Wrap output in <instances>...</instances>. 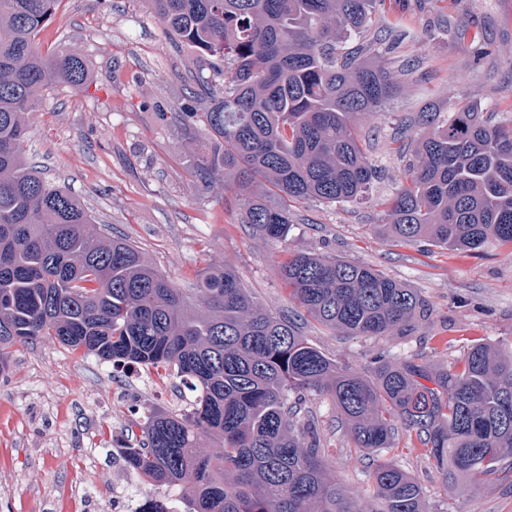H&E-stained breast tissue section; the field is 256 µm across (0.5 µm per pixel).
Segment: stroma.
<instances>
[{"mask_svg":"<svg viewBox=\"0 0 512 512\" xmlns=\"http://www.w3.org/2000/svg\"><path fill=\"white\" fill-rule=\"evenodd\" d=\"M372 21L406 32L395 55L414 67L375 115L352 119L382 177L351 202L290 204L285 241L243 224L222 183L197 181L194 161L213 134L182 125L175 113L208 107L195 93L202 67L142 0H62L36 41L45 53L61 42L76 48L88 82L43 91L26 117L24 154L86 204L94 233L131 241L177 287H196L203 270L226 266L269 311L291 312L280 266L304 251L369 264L415 289L430 314L406 336H344L302 323L309 343L354 371L371 374L382 356L457 370L473 345L511 351L512 246L451 251L394 240L384 201L402 167L389 142L425 105L445 118L477 104L493 123L512 122V0H379ZM151 376L153 395L116 377L111 363L58 341L14 346L0 375V512H56L78 481L94 512H113L121 474L113 448L138 439L155 410L174 412L186 390L175 372ZM304 406L329 471L374 503L372 458L339 425L333 400L310 396ZM395 443L389 460L423 486L431 512H512V465L476 492L447 491L415 433L399 430Z\"/></svg>","mask_w":512,"mask_h":512,"instance_id":"obj_1","label":"stroma"}]
</instances>
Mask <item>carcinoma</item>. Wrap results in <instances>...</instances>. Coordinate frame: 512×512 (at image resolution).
<instances>
[{"instance_id":"cac0c4a2","label":"carcinoma","mask_w":512,"mask_h":512,"mask_svg":"<svg viewBox=\"0 0 512 512\" xmlns=\"http://www.w3.org/2000/svg\"><path fill=\"white\" fill-rule=\"evenodd\" d=\"M166 33L212 71L202 113L215 141L195 175L239 197L243 223L287 238L295 202L353 201L380 172L353 132L400 89V70L360 50L338 52L372 20L376 0H146ZM60 0H0V365L10 348L49 337L116 365L172 368L198 395L188 416L154 413L133 464L180 489L185 512H429L420 483L385 454L416 432L444 484L474 491L512 456V354L477 344L461 371L382 359L374 375L340 367L294 322L254 300L230 268L204 272L190 296L132 242L87 231L93 217L28 163L22 143L39 92L87 81L85 59L35 38ZM395 27L377 42L392 52ZM410 159L384 201L400 241L450 250L512 245V124L475 106L440 120L420 112ZM307 316L348 336H402L428 304L368 265L296 252L281 265ZM298 394L295 401L290 396ZM327 394L357 448L376 455L379 505L331 477L300 395ZM215 436L222 448L199 447Z\"/></svg>"}]
</instances>
